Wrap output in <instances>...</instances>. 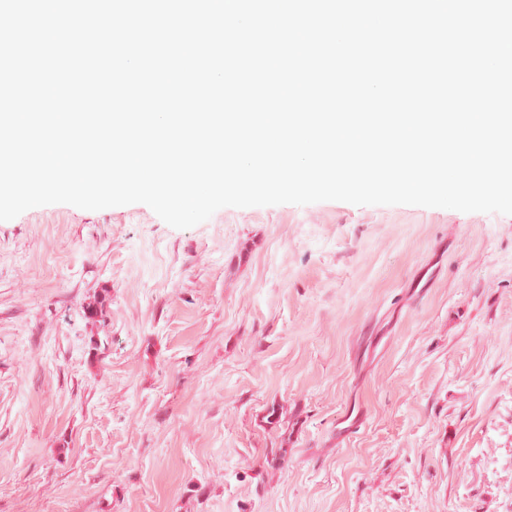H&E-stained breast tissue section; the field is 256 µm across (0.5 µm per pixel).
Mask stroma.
Segmentation results:
<instances>
[{"mask_svg": "<svg viewBox=\"0 0 512 512\" xmlns=\"http://www.w3.org/2000/svg\"><path fill=\"white\" fill-rule=\"evenodd\" d=\"M0 512H512V215L0 221Z\"/></svg>", "mask_w": 512, "mask_h": 512, "instance_id": "stroma-1", "label": "stroma"}]
</instances>
